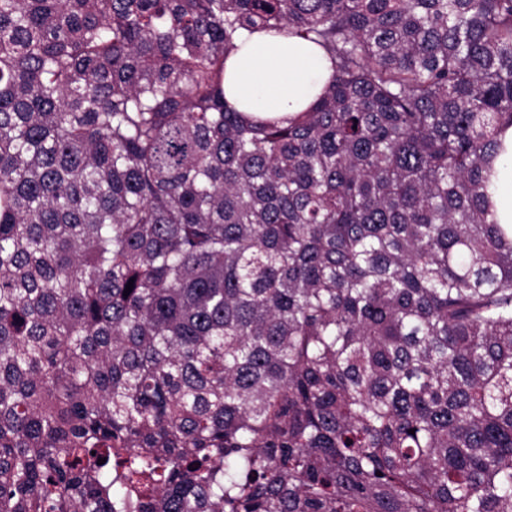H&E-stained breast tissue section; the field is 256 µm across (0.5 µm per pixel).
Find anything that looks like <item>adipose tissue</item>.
I'll use <instances>...</instances> for the list:
<instances>
[{
  "mask_svg": "<svg viewBox=\"0 0 512 512\" xmlns=\"http://www.w3.org/2000/svg\"><path fill=\"white\" fill-rule=\"evenodd\" d=\"M333 75L332 63L319 46L278 34H244L225 61L224 94L249 119H294L309 109ZM490 191L493 219L512 225V127L501 138Z\"/></svg>",
  "mask_w": 512,
  "mask_h": 512,
  "instance_id": "adipose-tissue-1",
  "label": "adipose tissue"
}]
</instances>
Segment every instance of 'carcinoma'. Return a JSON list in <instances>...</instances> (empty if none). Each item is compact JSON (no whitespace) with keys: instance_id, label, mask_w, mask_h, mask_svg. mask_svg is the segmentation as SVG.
I'll use <instances>...</instances> for the list:
<instances>
[{"instance_id":"cac0c4a2","label":"carcinoma","mask_w":512,"mask_h":512,"mask_svg":"<svg viewBox=\"0 0 512 512\" xmlns=\"http://www.w3.org/2000/svg\"><path fill=\"white\" fill-rule=\"evenodd\" d=\"M508 125L512 0H0V512H512ZM332 75V62L314 43L274 31L245 32L227 55L224 94L253 121L293 120L309 109ZM501 146L494 163L490 192L495 201L493 220L512 227V126L500 137Z\"/></svg>"}]
</instances>
